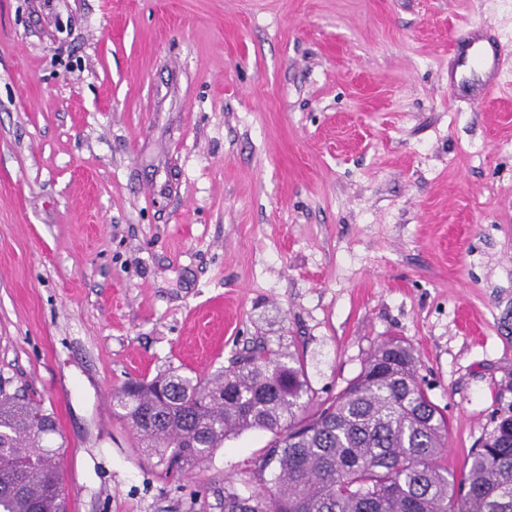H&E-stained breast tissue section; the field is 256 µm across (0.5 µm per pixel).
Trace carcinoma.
<instances>
[{"label": "carcinoma", "mask_w": 512, "mask_h": 512, "mask_svg": "<svg viewBox=\"0 0 512 512\" xmlns=\"http://www.w3.org/2000/svg\"><path fill=\"white\" fill-rule=\"evenodd\" d=\"M417 370L413 348L388 337L335 398L315 404L302 360L256 344L207 378L128 382L112 407L145 451L173 449L178 472L231 436L271 433L253 462L261 489L225 491L224 512H512V416L495 421L458 479L442 463L448 419ZM57 433L53 413L0 389V512H66Z\"/></svg>", "instance_id": "cac0c4a2"}]
</instances>
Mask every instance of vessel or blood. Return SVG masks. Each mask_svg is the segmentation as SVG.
Segmentation results:
<instances>
[{
	"label": "vessel or blood",
	"instance_id": "b4317fda",
	"mask_svg": "<svg viewBox=\"0 0 512 512\" xmlns=\"http://www.w3.org/2000/svg\"><path fill=\"white\" fill-rule=\"evenodd\" d=\"M452 53L456 67L462 70L459 77L448 82L455 97L479 103L500 88L501 73L496 59L488 55L477 32H468L458 39L452 46Z\"/></svg>",
	"mask_w": 512,
	"mask_h": 512
}]
</instances>
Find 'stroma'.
<instances>
[{
  "instance_id": "obj_1",
  "label": "stroma",
  "mask_w": 512,
  "mask_h": 512,
  "mask_svg": "<svg viewBox=\"0 0 512 512\" xmlns=\"http://www.w3.org/2000/svg\"><path fill=\"white\" fill-rule=\"evenodd\" d=\"M507 77L448 95L466 27ZM448 416L512 415V0H0V388L53 411L67 512H224L271 439L192 471L125 382L255 342L336 396L382 339Z\"/></svg>"
}]
</instances>
